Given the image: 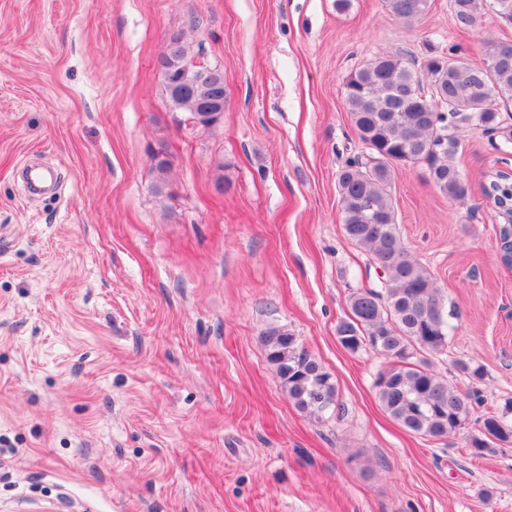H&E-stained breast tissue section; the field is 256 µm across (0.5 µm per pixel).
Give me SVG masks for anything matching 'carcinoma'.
I'll return each instance as SVG.
<instances>
[{"instance_id": "carcinoma-1", "label": "carcinoma", "mask_w": 512, "mask_h": 512, "mask_svg": "<svg viewBox=\"0 0 512 512\" xmlns=\"http://www.w3.org/2000/svg\"><path fill=\"white\" fill-rule=\"evenodd\" d=\"M385 6L409 23L427 11L429 0H385ZM448 11L461 30L478 27L487 12L512 26V0H448ZM170 43L160 62L187 61L180 37ZM483 55L482 65L475 66L463 56L434 50L421 63L400 52L388 53L371 59L346 81L348 112L367 153L338 174L342 222L347 238L368 252L384 277L380 289L350 297L351 315L338 324L336 335L352 353L368 345L389 359L375 379L382 408L408 432L432 439L464 427L472 396L429 369L427 355L448 348L456 313L446 306L431 275L402 246L389 187L396 166L423 162L440 192L462 200L467 190L453 164L458 128L471 123L512 144V124L501 117V107L512 104V40L485 41ZM222 92V71L200 78L187 92L167 90L171 104L192 115L204 99ZM263 339L268 362L297 409L316 418L336 410L332 374L296 336L271 328ZM455 368L472 385L484 382L480 365L458 361ZM511 413L512 400H507L485 414L469 441L473 456H490L498 444L512 443V426L506 422Z\"/></svg>"}]
</instances>
